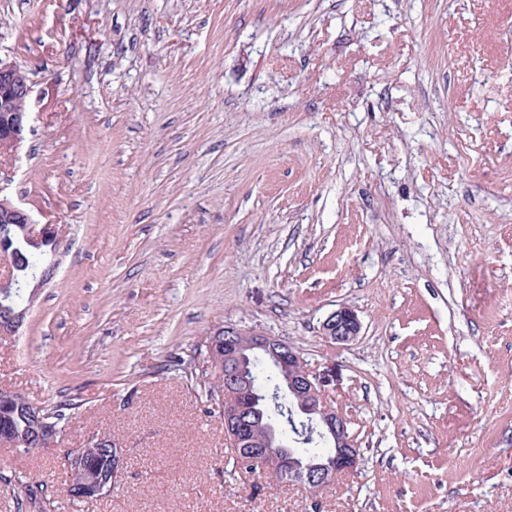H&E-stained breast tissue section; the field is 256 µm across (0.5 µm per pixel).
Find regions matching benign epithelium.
<instances>
[{
	"instance_id": "1",
	"label": "benign epithelium",
	"mask_w": 512,
	"mask_h": 512,
	"mask_svg": "<svg viewBox=\"0 0 512 512\" xmlns=\"http://www.w3.org/2000/svg\"><path fill=\"white\" fill-rule=\"evenodd\" d=\"M31 80L28 73L13 62L0 58V154L17 153L32 131V112L29 109ZM14 224L26 226L27 237L35 242L58 241L59 229L45 224L37 227L31 215L22 207L0 198V237ZM15 283L12 261L0 258V294L9 295ZM35 300L30 292L28 304L0 323L1 336H15L23 326ZM322 334L331 341L345 344L356 340L361 334L362 323L356 311L341 306L332 311L321 323ZM250 354H260L279 367L284 379L282 395L301 418L317 430L330 445L332 453L316 463L300 464L288 457L283 450V437L273 438L270 433L261 434L250 429L248 418L250 389L237 382L236 374ZM217 370L224 371V392L220 393L224 403V438L235 448L253 449L254 461L260 473L268 476L279 474L283 483H297L312 494H317L332 485L342 474L353 472L360 461V450L348 428L344 413L336 409L319 389L316 378L308 368L301 353L283 339L264 331L224 327V364L212 362ZM31 413L42 427L49 441H54L57 429L34 405ZM91 443H107L111 446L108 477L91 486H80L74 496L88 499L93 493L100 499L112 493V488L123 464L119 442L108 441L102 436H90Z\"/></svg>"
}]
</instances>
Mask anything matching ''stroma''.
<instances>
[{
  "mask_svg": "<svg viewBox=\"0 0 512 512\" xmlns=\"http://www.w3.org/2000/svg\"><path fill=\"white\" fill-rule=\"evenodd\" d=\"M0 59L33 113L0 196L64 235L0 388L81 403L0 473L46 512H512V0H0ZM230 324L301 352L355 472L233 467L205 395ZM96 433L122 474L76 501ZM322 334L338 344L356 340L361 334L362 323L356 311L349 306H340L321 323ZM112 441L107 440L106 438L99 436H90L88 437V441L90 443H107L113 448H111V455H110V466L107 475L104 477L103 480H101L96 485L91 486H80L76 488V492L74 494H70L71 496H76L78 499L81 500H90V498L86 495L89 493L96 494L95 499H100L103 497H106L111 494L112 488L115 485V482L118 478V475L120 474V470L123 464V460L121 458V446L119 442L115 441L114 437H111ZM109 476H111V479L109 480ZM78 490V491H77ZM2 481L8 490L12 491L18 512L23 511V509L26 512L31 511L30 509H32V512H43L47 503L50 504V499L47 498L49 493L47 485L46 487L44 484L35 486L19 478L17 480L16 477L12 479L11 476L0 473V482Z\"/></svg>",
  "mask_w": 512,
  "mask_h": 512,
  "instance_id": "stroma-1",
  "label": "stroma"
}]
</instances>
